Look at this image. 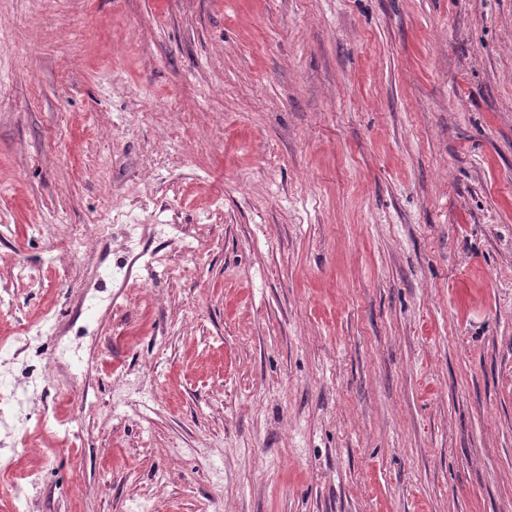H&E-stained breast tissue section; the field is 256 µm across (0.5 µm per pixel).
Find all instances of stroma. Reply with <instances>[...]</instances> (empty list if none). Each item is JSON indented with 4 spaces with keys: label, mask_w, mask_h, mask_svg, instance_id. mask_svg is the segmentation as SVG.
I'll return each mask as SVG.
<instances>
[{
    "label": "stroma",
    "mask_w": 512,
    "mask_h": 512,
    "mask_svg": "<svg viewBox=\"0 0 512 512\" xmlns=\"http://www.w3.org/2000/svg\"><path fill=\"white\" fill-rule=\"evenodd\" d=\"M0 385L25 512H512V0H0ZM38 387L30 395H18L15 391L0 393V421L3 423V429L9 431L15 425V420H22L26 417L28 406L36 399ZM8 417V418H6Z\"/></svg>",
    "instance_id": "35a3bbf8"
}]
</instances>
